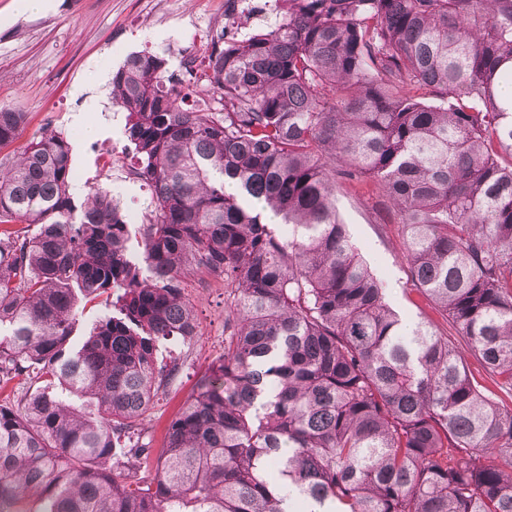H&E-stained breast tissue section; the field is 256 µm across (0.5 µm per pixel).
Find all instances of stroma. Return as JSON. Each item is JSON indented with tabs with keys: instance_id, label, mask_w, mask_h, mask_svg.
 Here are the masks:
<instances>
[{
	"instance_id": "stroma-1",
	"label": "stroma",
	"mask_w": 512,
	"mask_h": 512,
	"mask_svg": "<svg viewBox=\"0 0 512 512\" xmlns=\"http://www.w3.org/2000/svg\"><path fill=\"white\" fill-rule=\"evenodd\" d=\"M223 20L224 0H44L38 11L20 7L18 0H0V107L27 113L22 140L46 128L67 137L76 197L98 184L118 199L122 212L146 218L151 191L132 173L126 114L113 105L111 87L101 78L143 50L179 68L184 56L202 55L208 34ZM87 119L98 123L91 137L84 130ZM336 207L352 242L385 283L389 304L405 321H417L420 307L410 291L404 238L390 202L366 179L338 187ZM184 286L197 311L199 335L188 346L170 344L179 372L145 421L157 449L197 381L223 352V277L190 272Z\"/></svg>"
}]
</instances>
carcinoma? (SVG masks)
<instances>
[{
	"label": "carcinoma",
	"instance_id": "obj_1",
	"mask_svg": "<svg viewBox=\"0 0 512 512\" xmlns=\"http://www.w3.org/2000/svg\"><path fill=\"white\" fill-rule=\"evenodd\" d=\"M181 67L112 73L145 223L103 187L75 200L60 132L0 163V383L28 384L0 403V509L512 512V0H288ZM27 122L0 107V145ZM361 178L507 396L386 303L336 211ZM188 271L224 276V352L155 453L160 347L199 331Z\"/></svg>",
	"mask_w": 512,
	"mask_h": 512
}]
</instances>
